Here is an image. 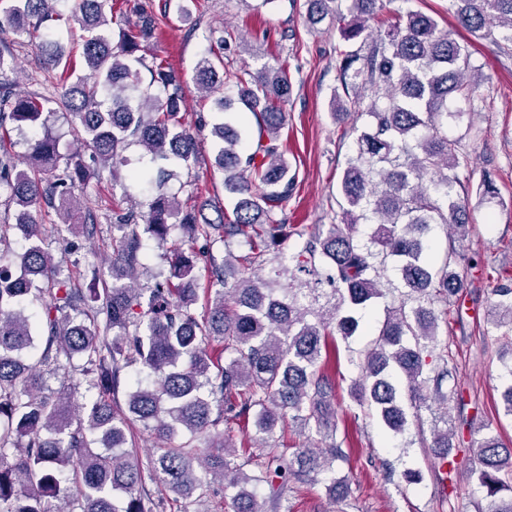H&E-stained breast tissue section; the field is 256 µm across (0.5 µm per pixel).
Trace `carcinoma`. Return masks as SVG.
Segmentation results:
<instances>
[{"label":"carcinoma","mask_w":512,"mask_h":512,"mask_svg":"<svg viewBox=\"0 0 512 512\" xmlns=\"http://www.w3.org/2000/svg\"><path fill=\"white\" fill-rule=\"evenodd\" d=\"M10 19L19 36L31 23L42 25L71 8L84 32L86 73L63 84L59 102L73 116V137L117 174L130 167L132 181L150 186L147 211L137 205L112 209L111 281L92 262L65 273L42 246L48 229L97 232L98 215L71 223L81 186L90 170L80 150L65 156L59 140L38 129L45 103L18 95L6 74L10 62L0 51V130L9 124L25 132L29 162L22 166L0 149V193L17 214L0 224V246L18 229L26 245L19 272L0 267V512H166L164 500L146 488L151 481L180 498L178 512H193L217 483L233 491L235 512H266L258 491L277 486L272 507H281L290 482L335 473L344 458L336 442L333 386L318 373L328 338L348 339L360 327L357 310L386 297L380 270L390 259L402 286L398 305L386 309L378 335L361 353V377L350 386L356 402L377 409L395 434L408 427L393 376L406 385L411 401L448 404L457 388L441 353L427 368V348L436 342L439 321L448 309L434 304L456 296L464 286L460 252L452 245L433 262L424 235L446 224L458 239L466 235L469 189L457 175L458 142L448 138V120L466 115L476 89L468 45L438 27L432 17L408 11L376 33L368 21L381 0H307L308 17L319 23L336 17L340 37L368 43L364 53L345 55L339 66L343 93L334 94L333 115L360 107L362 89H375L362 113L370 117L357 130L354 153L340 182L341 201L334 224H288L285 206L294 177L280 144L286 124L282 104L292 93L283 68L254 73L224 68L208 48L196 65L198 89L209 97L222 83L235 97L214 99L211 137L220 144L215 157L224 186L236 197L234 219L222 207L210 219L185 206L169 187L175 167L200 163L197 138L182 127L184 89L163 60L146 63L142 52L156 39L163 19L143 6L137 21L119 29L114 41L106 14L109 0H11ZM462 28L475 37L492 27L504 30L503 49L512 50V0H449ZM50 70L67 68L52 32L41 44ZM150 73L142 86L139 67ZM256 118L257 139L243 137L233 104ZM141 149L137 165L125 151ZM49 182L43 173L59 168ZM55 206L61 225L34 222L35 201ZM370 225L366 242L357 227ZM188 244L175 251L169 271L147 262L145 237L159 248L173 235ZM304 240L290 252L283 241ZM245 245V260L273 265L274 277L246 271L230 251L217 259L212 247ZM220 287L207 289L202 313L199 257ZM146 276L150 283L141 287ZM90 279L83 288L81 279ZM487 324L496 341L512 351V288L497 290ZM221 346L224 362L213 359ZM74 372L96 396L79 402L49 380ZM128 375L125 407L115 394ZM254 418L265 447L263 461L238 462L224 426ZM315 432L320 447L287 457L268 444L278 423ZM151 432L156 448L146 459L135 450V426ZM452 429L433 432L436 457L452 450ZM472 470L490 501L479 512H512V448L491 435L475 439ZM254 465L245 471L248 465Z\"/></svg>","instance_id":"1"}]
</instances>
